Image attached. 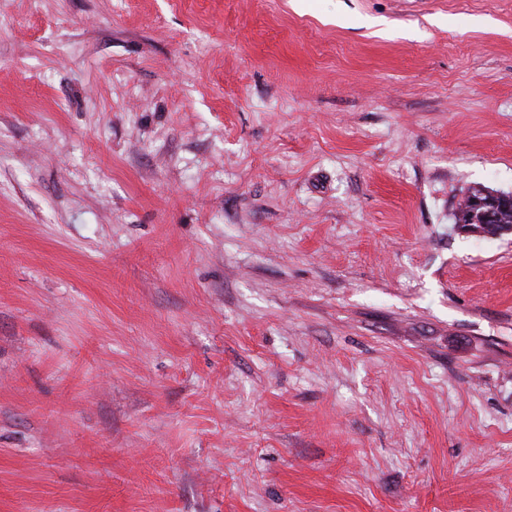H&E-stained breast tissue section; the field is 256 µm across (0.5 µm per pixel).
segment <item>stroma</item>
I'll list each match as a JSON object with an SVG mask.
<instances>
[{"label":"stroma","mask_w":512,"mask_h":512,"mask_svg":"<svg viewBox=\"0 0 512 512\" xmlns=\"http://www.w3.org/2000/svg\"><path fill=\"white\" fill-rule=\"evenodd\" d=\"M512 0H0V512H512ZM483 188L485 187L479 186L471 189L469 194L478 199H471L469 204L475 208L474 215H476V220L480 224H497L500 214L497 212V210L488 206L486 202L480 201L487 200V196L481 194ZM473 208L471 209L470 206H467L463 209H460V217L455 216L456 220L453 222V224H458V222H461L462 224H477L473 218H469V212L473 210Z\"/></svg>","instance_id":"obj_1"}]
</instances>
